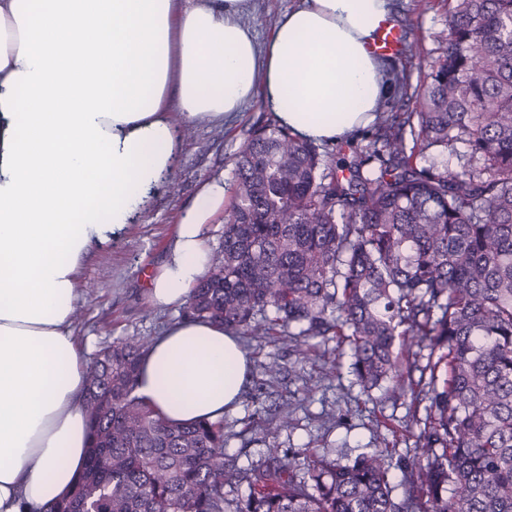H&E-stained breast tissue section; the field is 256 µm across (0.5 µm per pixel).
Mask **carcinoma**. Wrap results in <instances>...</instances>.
Instances as JSON below:
<instances>
[{"label":"carcinoma","instance_id":"carcinoma-1","mask_svg":"<svg viewBox=\"0 0 512 512\" xmlns=\"http://www.w3.org/2000/svg\"><path fill=\"white\" fill-rule=\"evenodd\" d=\"M452 2L414 111L379 103L352 158L273 119L252 131L185 310L249 344L286 336L303 358L312 339L348 344L365 394L409 401L418 452L305 448L243 468L224 418L169 422L136 395L151 342L127 336L87 372L78 481L27 512H512V0ZM456 143L454 167L421 163Z\"/></svg>","mask_w":512,"mask_h":512}]
</instances>
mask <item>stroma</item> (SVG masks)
<instances>
[{"label": "stroma", "mask_w": 512, "mask_h": 512, "mask_svg": "<svg viewBox=\"0 0 512 512\" xmlns=\"http://www.w3.org/2000/svg\"><path fill=\"white\" fill-rule=\"evenodd\" d=\"M389 4L393 24L418 37L425 50L419 59L402 52L386 58L395 78L386 107L408 112L414 91L428 79L448 36V4L446 0H389ZM269 117L256 97L228 124L200 121L185 127L182 160L153 196L143 220L107 250L92 251L84 260L73 333L91 352L122 336L154 339L169 323L183 318L184 307L159 309L148 301L146 273L162 263L180 213L190 205L201 181L220 174L225 183H232L235 154L251 130ZM249 356L252 368L239 406L224 415L225 450L241 466L255 463L271 449L284 453L326 448L332 455L351 458L369 448H392L400 455L414 451L405 401L384 399L378 390L364 395L349 355L338 354L335 341L316 342L315 354L308 358L295 355L284 338L250 351ZM272 358L286 367L275 382L268 380L262 367ZM308 383L314 385V393L305 392ZM282 410L290 413L289 427L265 436V420Z\"/></svg>", "instance_id": "obj_1"}]
</instances>
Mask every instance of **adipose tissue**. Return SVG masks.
Listing matches in <instances>:
<instances>
[{
	"instance_id": "obj_1",
	"label": "adipose tissue",
	"mask_w": 512,
	"mask_h": 512,
	"mask_svg": "<svg viewBox=\"0 0 512 512\" xmlns=\"http://www.w3.org/2000/svg\"><path fill=\"white\" fill-rule=\"evenodd\" d=\"M253 0H0V512L68 494L90 446L85 351L72 333L92 250L137 223L182 157L179 123L224 124L261 96L315 144L367 128L389 93L373 44L389 0H298L259 40ZM224 178L199 186L167 258L158 306L207 271ZM238 340L183 318L155 337L137 394L172 422L235 408Z\"/></svg>"
}]
</instances>
